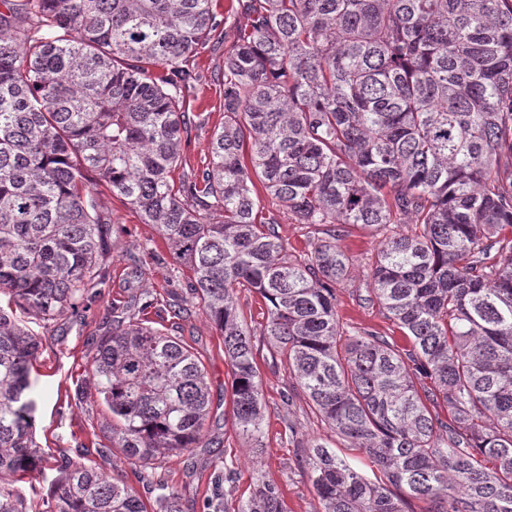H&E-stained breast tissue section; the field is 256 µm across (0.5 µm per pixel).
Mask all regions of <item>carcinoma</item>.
Returning <instances> with one entry per match:
<instances>
[{
    "instance_id": "1",
    "label": "carcinoma",
    "mask_w": 512,
    "mask_h": 512,
    "mask_svg": "<svg viewBox=\"0 0 512 512\" xmlns=\"http://www.w3.org/2000/svg\"><path fill=\"white\" fill-rule=\"evenodd\" d=\"M212 0H0V512L4 481L46 469L34 441L28 320L79 316L115 226L92 187L138 210L193 272L189 298L224 336L232 411L260 442L262 382L237 289L312 407L378 471L308 448L322 512H512V0H240L224 52V123L200 173L171 178L196 78L183 66L218 23ZM324 227L298 260L257 219L256 184ZM382 234L371 301L410 342L351 328L336 227ZM116 320L87 379L104 434L160 512H191L149 469L199 447L204 365L163 329ZM430 380L418 391L412 372ZM444 407L450 422L440 418ZM49 512H148L123 479L69 458ZM239 512H285L256 480Z\"/></svg>"
}]
</instances>
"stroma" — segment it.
Here are the masks:
<instances>
[{
	"label": "stroma",
	"mask_w": 512,
	"mask_h": 512,
	"mask_svg": "<svg viewBox=\"0 0 512 512\" xmlns=\"http://www.w3.org/2000/svg\"><path fill=\"white\" fill-rule=\"evenodd\" d=\"M214 13L218 26L208 45L187 63L196 81L188 101L192 131L182 144L180 171L184 174L206 168L211 135L224 120V52L232 45L242 17L237 0H215ZM94 193L105 222L116 225L117 231L107 274L92 288L83 317L63 316L39 331L41 350L31 374V396L36 402L35 441L45 456L69 457L125 476L144 500H153L151 489L137 481L121 450L107 449L102 434L107 417L104 406L81 393L96 344L112 331L113 311L122 309L132 293L141 292L153 301L146 316L150 325L165 326L179 337L203 363L208 376V445L162 458L152 470L155 478L177 491L195 512H207L215 465L222 460L232 462L236 470L235 481L224 486L229 512H238L260 474L279 487L287 512H322L305 462L314 440L326 442L352 466L371 473L373 465L367 456L348 447L321 421L293 374L274 359L266 337L258 333L265 321V306L255 293L244 290L239 304L256 331V361L265 398L264 451L255 455L252 440L236 426L231 403L224 397L230 375L222 336L198 306H189L180 318L168 311L170 304L185 296L190 270L174 267L168 247L152 225L142 223L139 213L121 198L102 185ZM257 196L262 214H275L277 231L289 253L301 254L314 235L313 228L295 223L265 190H258ZM380 240L379 234L352 226L338 238L353 266L349 280L336 289L337 313L343 323L398 341L402 335L393 321L378 305L367 301L370 281L366 265L374 260Z\"/></svg>",
	"instance_id": "1"
}]
</instances>
